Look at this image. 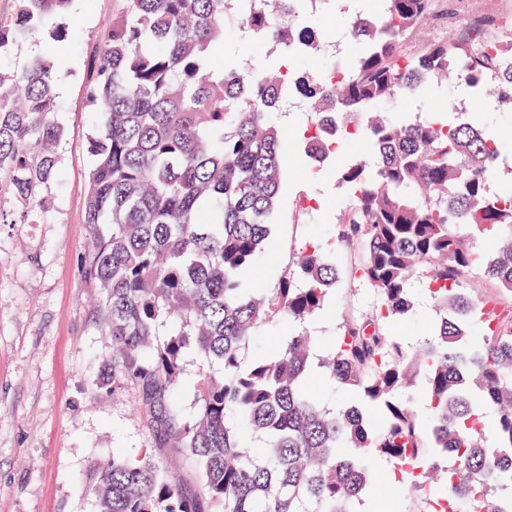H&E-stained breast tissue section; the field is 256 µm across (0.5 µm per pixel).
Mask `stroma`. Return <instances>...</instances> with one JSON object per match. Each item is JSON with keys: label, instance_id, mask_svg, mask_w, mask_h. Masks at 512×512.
I'll list each match as a JSON object with an SVG mask.
<instances>
[{"label": "stroma", "instance_id": "stroma-1", "mask_svg": "<svg viewBox=\"0 0 512 512\" xmlns=\"http://www.w3.org/2000/svg\"><path fill=\"white\" fill-rule=\"evenodd\" d=\"M114 0H74L67 21L74 40L62 51L54 118L67 132L60 146V170L49 193L53 208L35 224H0V512H93L87 477L114 455H146L161 461L173 475L192 482L196 469L176 448H158L143 421L134 415L137 392L129 387L94 396L100 360L112 351L92 310L93 289L78 275L87 247L84 223L86 151L92 129L85 85L89 45L112 17ZM369 0H318L308 6L323 27L331 53L299 61L300 69H323L345 61L354 50L348 23L367 11ZM494 0H435L434 12L422 33L404 41L402 53L419 51L424 40L458 41L465 29L458 14L486 16ZM385 111L410 121L441 112L449 118L466 115L502 143L498 166L501 180H512V112L493 103L477 105L463 96L457 83L435 87L428 103L412 97L385 104ZM292 112L286 178L271 236L258 265L256 279L266 290L278 288L295 269L309 245L326 246L349 203L335 165L319 173L303 167L299 131L310 125L302 101L289 96L281 123ZM410 316L392 322L390 331L407 345L421 347L435 316L423 289L414 292ZM369 285L340 277L326 310L308 324L318 342L338 333L345 312L362 314L376 307Z\"/></svg>", "mask_w": 512, "mask_h": 512}]
</instances>
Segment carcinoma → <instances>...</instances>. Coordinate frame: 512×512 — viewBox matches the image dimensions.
<instances>
[{"mask_svg": "<svg viewBox=\"0 0 512 512\" xmlns=\"http://www.w3.org/2000/svg\"><path fill=\"white\" fill-rule=\"evenodd\" d=\"M73 0H17L0 18V53L15 44L70 43ZM93 47L86 100L85 284L99 289L96 317L112 339L96 394L120 386L158 448H179L200 474L190 486L151 459L114 457L88 478L97 512H355L384 459L409 494L434 492L433 512H512V183L492 187L500 143L474 121L424 122L370 115L403 95L421 96L450 74L512 110V57L470 44L399 46L433 0H383L359 14L349 68L298 74L211 61L226 27L314 55L323 36L301 18L317 0H118ZM53 58L0 73V224H34L53 205L65 128L54 120ZM294 91L310 104L303 153L320 170L367 134L375 156L337 168L352 190L331 248L307 249L270 293L247 282L270 235L288 149L268 114ZM493 230L484 253L460 228ZM479 267L498 288H462ZM345 270L380 297L343 316L339 335L315 344L301 325L320 314ZM420 276L435 308L430 339L410 350L389 323L412 309ZM288 327L273 354L244 357L257 327ZM203 363L194 411L174 388L182 357ZM357 393L325 402L311 376ZM411 394L421 417L404 399ZM494 446H483L487 412ZM449 455L451 467L437 458Z\"/></svg>", "mask_w": 512, "mask_h": 512, "instance_id": "cac0c4a2", "label": "carcinoma"}]
</instances>
